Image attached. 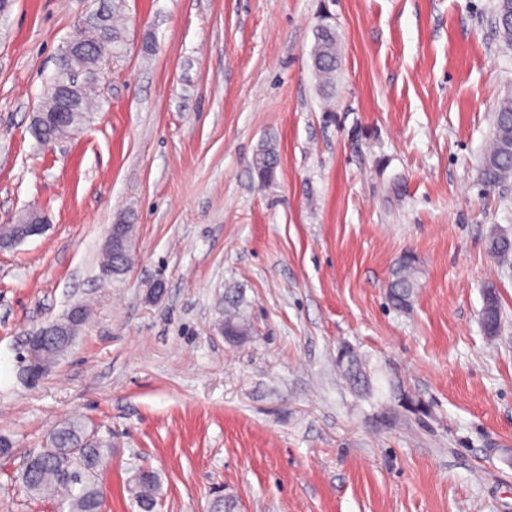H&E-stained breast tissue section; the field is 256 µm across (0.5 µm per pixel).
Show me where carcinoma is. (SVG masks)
Segmentation results:
<instances>
[{"mask_svg":"<svg viewBox=\"0 0 512 512\" xmlns=\"http://www.w3.org/2000/svg\"><path fill=\"white\" fill-rule=\"evenodd\" d=\"M107 28L101 29L95 22L80 28L78 40L83 51L59 55L57 70L51 86H65L69 90L73 112L64 119L55 117L58 110L56 98L46 91L45 100L37 112L38 124L32 134L38 141H62L69 133L89 122L88 90L96 83L94 74L98 61L93 48L108 40L112 47V57H121L127 47L125 24V0H106ZM496 28L503 42L512 45V0H498ZM312 70L319 89L330 92L335 85L339 69L336 31L332 24L324 23L316 30L314 43L309 51ZM80 73L87 80L73 81V73ZM279 165V155L275 147L266 145L252 158V168L262 182L274 179ZM512 178V97L504 99L496 115L495 130L491 149L482 162V179L486 186L496 187ZM489 250L493 256L506 258L512 255V240L504 236H494L489 240ZM129 262L126 251L106 252V266L115 275L123 274ZM417 267L410 255L401 256L393 272V280L386 292L390 305L397 310L411 306L416 294ZM486 319L484 330L489 337L498 334L501 324V307L493 288L485 292ZM84 319L65 321V329L59 336L51 337L43 351L41 361L56 362L69 349L74 336ZM224 329L237 336H249L253 327L240 310L239 301H228L224 309ZM336 364L342 375L356 388L368 391L370 382L362 359L348 347L339 350ZM89 435L83 417L73 416L52 430L48 445L38 452L28 455L21 472L23 487L33 497L57 501L59 512H102L104 489L98 481V468L111 448L104 439L86 442ZM140 512H154L161 494V481L155 472L137 476L131 488Z\"/></svg>","mask_w":512,"mask_h":512,"instance_id":"cac0c4a2","label":"carcinoma"}]
</instances>
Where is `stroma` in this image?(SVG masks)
<instances>
[{"label": "stroma", "instance_id": "obj_1", "mask_svg": "<svg viewBox=\"0 0 512 512\" xmlns=\"http://www.w3.org/2000/svg\"><path fill=\"white\" fill-rule=\"evenodd\" d=\"M93 0H10L0 26V224L42 233L0 251V512H56L19 476L82 415L109 440L103 512H512V180L484 185L512 47L498 0H126L129 46L91 119L38 143L34 112ZM336 24L332 99L309 51ZM273 144V183L255 152ZM134 217L133 261L102 271L107 229ZM413 254L408 310L385 296ZM495 288L502 328L481 323ZM253 334L224 336L227 294ZM84 303L38 380L27 341ZM353 349L371 391L339 374ZM512 0H499L496 11V28L503 42L512 45ZM131 492L140 512H154L161 494L160 478L154 471L146 476L139 474L134 479Z\"/></svg>", "mask_w": 512, "mask_h": 512}]
</instances>
